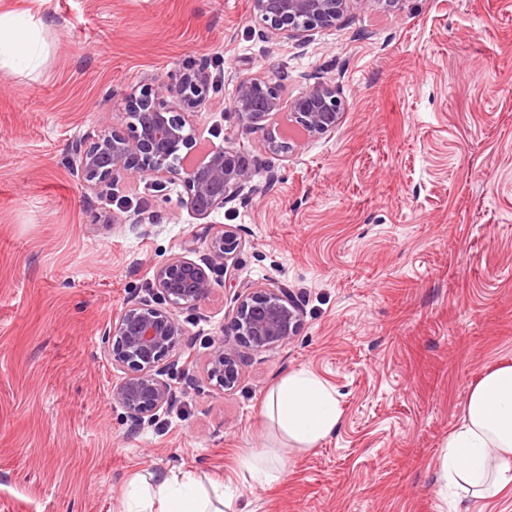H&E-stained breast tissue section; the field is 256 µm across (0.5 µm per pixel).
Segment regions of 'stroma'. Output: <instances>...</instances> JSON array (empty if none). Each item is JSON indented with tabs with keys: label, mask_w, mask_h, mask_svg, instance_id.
<instances>
[{
	"label": "stroma",
	"mask_w": 512,
	"mask_h": 512,
	"mask_svg": "<svg viewBox=\"0 0 512 512\" xmlns=\"http://www.w3.org/2000/svg\"><path fill=\"white\" fill-rule=\"evenodd\" d=\"M31 14L36 70H0V512H121L132 479L223 480L264 450L287 477L238 484L245 512H452L437 460L470 390L512 365V0H362L306 51L266 42L249 0H0ZM207 60L197 126L272 165L277 179L214 213L237 227L235 284L179 314L187 338L166 378L172 408L131 429L111 393L124 376L101 338L130 302L159 303L157 265L201 230L182 186L122 191L157 215L103 224L71 139L124 127L126 95ZM336 80L343 120L288 159L237 133V77ZM290 290L301 327L248 355L237 387L206 377L209 342L240 287ZM336 393L341 419L300 450L264 413L289 373Z\"/></svg>",
	"instance_id": "stroma-1"
}]
</instances>
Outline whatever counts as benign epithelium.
<instances>
[{
	"mask_svg": "<svg viewBox=\"0 0 512 512\" xmlns=\"http://www.w3.org/2000/svg\"><path fill=\"white\" fill-rule=\"evenodd\" d=\"M363 0H251L252 17L269 41L293 39L304 48L317 29L338 25ZM281 82L255 73L238 78L232 110L238 131L264 132L262 151L283 159L301 142L286 141L274 127L275 118L288 109V119L308 137L336 131L344 115L340 89L333 80L319 77L300 96L284 101ZM213 89L209 64L201 61L165 79H153L126 98V128H100L70 141V154L84 193L117 195L116 189L138 180L158 187L183 186L184 205L198 219L209 218L227 205L252 197L262 171L256 161L229 145H213L199 160H192L203 132L191 120V111L210 104ZM242 240L229 224H207L201 246L186 241L182 253L159 265L154 286L164 306L144 300L126 305L102 329V341L112 364L127 371L114 388L113 399L127 421L139 428L174 398L164 379L165 361L176 356L185 328L178 312L197 309L232 279ZM202 252L199 259L188 253ZM221 269L224 280L210 276ZM300 313L288 290L279 286L246 287L239 291L233 316L209 345L206 373L222 391L238 383L244 358L252 351L288 343L299 327Z\"/></svg>",
	"mask_w": 512,
	"mask_h": 512,
	"instance_id": "7a95c632",
	"label": "benign epithelium"
}]
</instances>
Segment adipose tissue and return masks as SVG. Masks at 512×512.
<instances>
[{
    "mask_svg": "<svg viewBox=\"0 0 512 512\" xmlns=\"http://www.w3.org/2000/svg\"><path fill=\"white\" fill-rule=\"evenodd\" d=\"M40 56L35 17L0 13V68H28ZM278 422L298 447L329 436L341 412L335 392L305 371L286 376L270 399ZM443 491L462 512L470 499L512 485V366L487 374L469 393L463 416L438 457ZM283 461L266 453L240 459L237 477L252 487L281 481ZM236 495L221 482L203 484L191 471H166L131 482L122 512H231Z\"/></svg>",
    "mask_w": 512,
    "mask_h": 512,
    "instance_id": "adipose-tissue-1",
    "label": "adipose tissue"
}]
</instances>
